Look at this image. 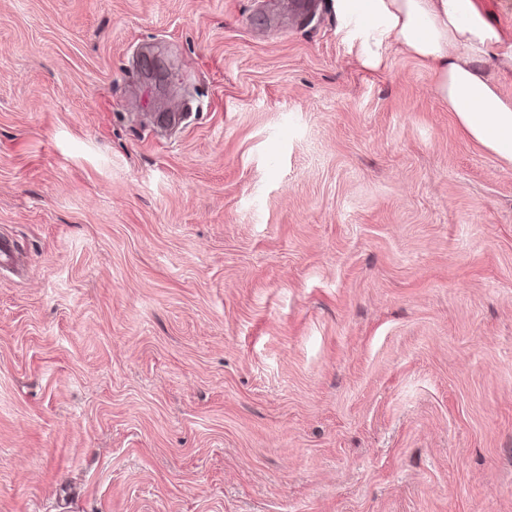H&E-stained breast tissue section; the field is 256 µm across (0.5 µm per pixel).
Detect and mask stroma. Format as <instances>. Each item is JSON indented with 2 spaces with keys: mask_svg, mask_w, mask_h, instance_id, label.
Instances as JSON below:
<instances>
[{
  "mask_svg": "<svg viewBox=\"0 0 512 512\" xmlns=\"http://www.w3.org/2000/svg\"><path fill=\"white\" fill-rule=\"evenodd\" d=\"M314 10L0 0V512H512V164Z\"/></svg>",
  "mask_w": 512,
  "mask_h": 512,
  "instance_id": "stroma-1",
  "label": "stroma"
}]
</instances>
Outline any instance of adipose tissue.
Wrapping results in <instances>:
<instances>
[{"label": "adipose tissue", "mask_w": 512, "mask_h": 512, "mask_svg": "<svg viewBox=\"0 0 512 512\" xmlns=\"http://www.w3.org/2000/svg\"><path fill=\"white\" fill-rule=\"evenodd\" d=\"M365 27L395 37L436 78V92L460 129L512 163V100L478 65L494 55L512 66V43L477 11L473 0H358Z\"/></svg>", "instance_id": "ef3b65f1"}]
</instances>
